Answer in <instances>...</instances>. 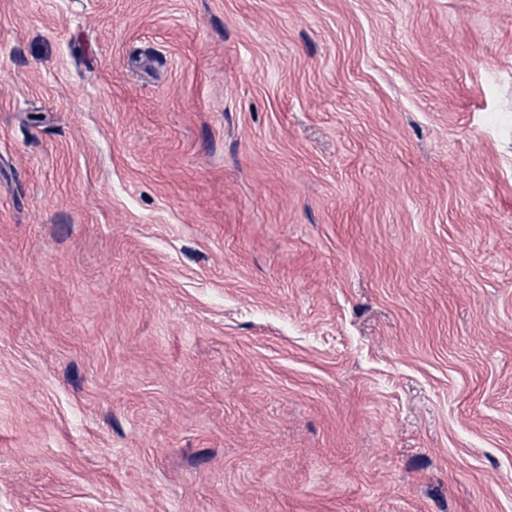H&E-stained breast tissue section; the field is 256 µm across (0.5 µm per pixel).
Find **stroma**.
Returning <instances> with one entry per match:
<instances>
[{
	"label": "stroma",
	"instance_id": "35a3bbf8",
	"mask_svg": "<svg viewBox=\"0 0 512 512\" xmlns=\"http://www.w3.org/2000/svg\"><path fill=\"white\" fill-rule=\"evenodd\" d=\"M0 512H512V0H0Z\"/></svg>",
	"mask_w": 512,
	"mask_h": 512
}]
</instances>
